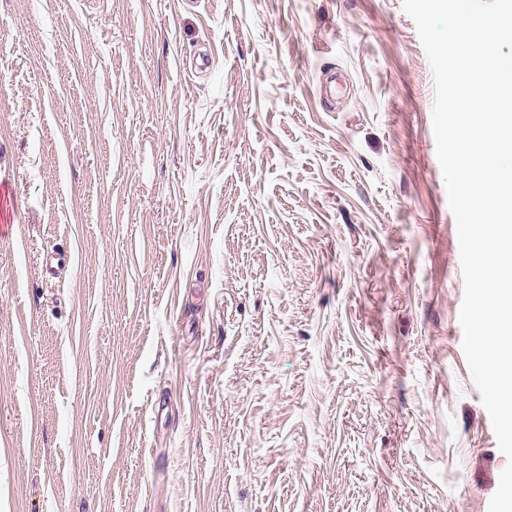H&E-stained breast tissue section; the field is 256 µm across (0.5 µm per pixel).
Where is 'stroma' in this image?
Segmentation results:
<instances>
[{
  "instance_id": "1",
  "label": "stroma",
  "mask_w": 512,
  "mask_h": 512,
  "mask_svg": "<svg viewBox=\"0 0 512 512\" xmlns=\"http://www.w3.org/2000/svg\"><path fill=\"white\" fill-rule=\"evenodd\" d=\"M0 52V512H488L403 0H0Z\"/></svg>"
}]
</instances>
